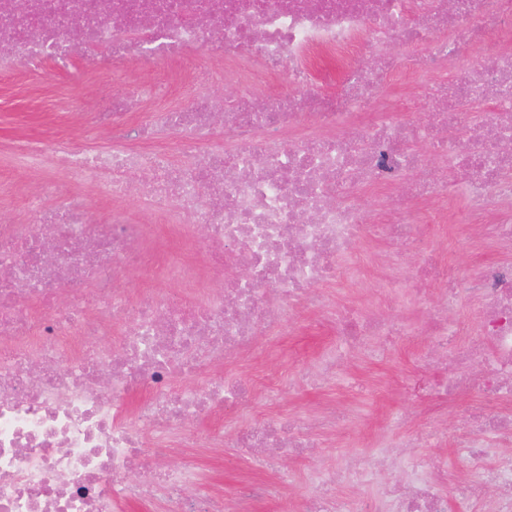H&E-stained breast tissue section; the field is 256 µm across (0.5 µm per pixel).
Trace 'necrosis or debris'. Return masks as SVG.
<instances>
[{
  "label": "necrosis or debris",
  "mask_w": 512,
  "mask_h": 512,
  "mask_svg": "<svg viewBox=\"0 0 512 512\" xmlns=\"http://www.w3.org/2000/svg\"><path fill=\"white\" fill-rule=\"evenodd\" d=\"M512 27V0H0V73L51 57L66 61L98 46L113 59H175L188 48L219 47L224 76L239 92L230 102L203 94L144 119L155 89L114 99L113 112L134 124L140 146L74 150L26 149L19 167L32 173L61 162L73 180L91 182L113 203L111 223L96 221L78 203L26 202L27 221L0 224V512H120L129 502L151 503L169 493L170 512H229L223 494L186 495L201 469L188 448H220L223 430L200 434L192 421L225 407L257 402L246 384L219 374L205 384L202 368L221 365L233 351H253L266 328L268 294L286 307L311 302L325 283L360 276L359 245L373 240L421 242L415 206L437 203L435 224L448 221V177L411 150L424 137L433 153L450 158L472 183L481 223L512 251V52L485 45L482 22ZM82 41L63 39L65 28ZM448 38L425 59L410 47ZM396 53L359 59L361 35ZM476 64L454 69L459 50ZM335 60L339 85L314 84L313 55ZM437 73L423 94L381 95L382 86ZM287 79L296 91L257 94ZM490 103L455 143L445 132L473 104ZM422 112L423 126L391 122L392 112ZM224 115V146L208 142L215 113ZM312 115L315 131L301 130ZM193 161L178 169L172 151ZM408 176L395 218L375 217L366 188ZM141 201L170 229L207 227L198 266L163 270L190 284L223 274L219 294L192 299L160 288L129 298L121 275L143 254L152 228L121 205ZM247 267L248 277L237 274ZM449 293L480 296L475 308L479 345L461 341L442 315L426 323L425 360L456 352L448 397L479 396L470 410L476 430L456 440L464 474L429 471L411 458L402 481L358 499L331 495L334 472L310 473L300 512H448L449 499L469 512H512V457L499 456L496 438L512 435V415H487L485 406L512 394V264L445 272ZM337 346L377 334L401 336L405 323L379 311L329 312ZM234 445L267 455L301 457L305 440L273 421L241 430ZM173 463L156 468L158 459ZM449 492H441V484ZM497 498L486 502L485 486Z\"/></svg>",
  "instance_id": "4bbe7bcc"
}]
</instances>
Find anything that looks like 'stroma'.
<instances>
[{
    "label": "stroma",
    "mask_w": 512,
    "mask_h": 512,
    "mask_svg": "<svg viewBox=\"0 0 512 512\" xmlns=\"http://www.w3.org/2000/svg\"><path fill=\"white\" fill-rule=\"evenodd\" d=\"M195 55L200 65L188 82L172 79L173 67L163 60H74L62 68L54 59L44 58L24 70L0 75V224L21 222L23 194L39 192L38 177L14 165L15 151L29 142L48 145L64 140L78 148L133 147L134 139L112 137L99 127L98 115L111 109L113 99L156 81L167 87L163 101L167 107L184 105L194 93H219L226 98L237 94L235 82L212 79V71L222 65L218 57L202 49ZM68 97L80 101V109L60 111L59 100ZM449 201L456 221L437 225L432 231V250L439 260L458 268L505 260V253L493 241H484L477 249L466 243L473 232L466 217L474 208L466 176L454 178ZM380 289L376 271L367 268L360 282L335 283L325 292L333 308L368 309ZM476 301V296L466 294L447 304L441 299L440 288H431L410 310V335L374 337L346 348L335 374L319 385L312 383V374L336 338L308 310L300 311L279 335L268 337L266 356H226L222 373L254 381L264 379L275 384L277 391L252 413L195 419L193 426L199 431L220 426L230 430L260 419L308 416L330 406L347 420L337 424L334 432H316L318 449L314 454L302 460L283 457L272 471L236 448L217 453L200 451L205 478L190 487V494L220 491L235 497L244 512H284L286 502L300 501L308 473L332 470L347 454L372 456L375 440L400 439L419 429L426 430L427 437L416 448V456L462 472L464 457L454 442L466 429L465 410L473 400L463 395L446 404L437 395L426 398L422 384L443 379L447 371L423 363L418 357V343L425 321L437 309L449 325H465L469 337H476L478 321L471 311Z\"/></svg>",
    "instance_id": "obj_1"
}]
</instances>
